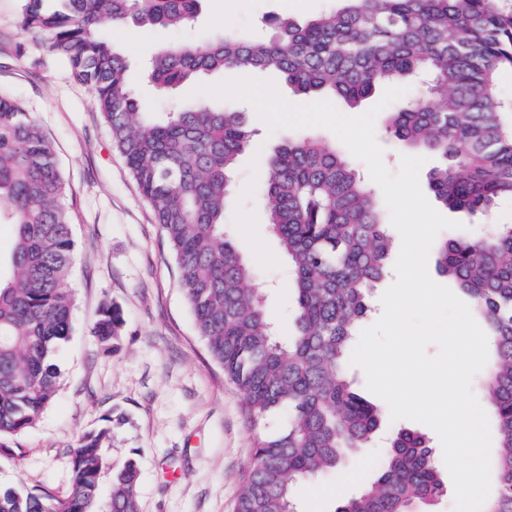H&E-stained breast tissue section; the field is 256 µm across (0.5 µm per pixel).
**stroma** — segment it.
<instances>
[{
    "label": "stroma",
    "instance_id": "35a3bbf8",
    "mask_svg": "<svg viewBox=\"0 0 512 512\" xmlns=\"http://www.w3.org/2000/svg\"><path fill=\"white\" fill-rule=\"evenodd\" d=\"M339 0H203L193 30L141 32L108 29L104 36L129 54L131 90L151 111L190 105L189 88L163 92L144 77L141 61L176 41L209 42L230 30L248 37L267 32L269 16L304 21L337 7ZM22 0H0V88L18 98L51 143L68 185L75 261L69 276L74 294L72 330L55 363L59 387L36 424L13 438L18 455L0 453V487L66 494L71 451L77 439L113 416L112 444L99 481L108 501L112 475L129 459L139 464V512H234L250 467L256 429L243 399L209 356L179 287V272L154 209L141 194L92 91L74 81L40 40L21 32ZM229 111H244L253 132L241 154L236 182L242 185L226 213L234 240L263 226L268 200L262 171L288 129L270 130L253 106L228 99ZM251 263L279 340L293 333L288 263L277 240L265 235ZM123 319L111 350L91 336L104 305ZM404 427L428 435L439 473L443 451L430 427L411 420H384L375 439L357 449L340 471L321 479L330 490L322 512H335L344 496L368 486L376 475L385 439ZM354 482H345L346 474Z\"/></svg>",
    "mask_w": 512,
    "mask_h": 512
}]
</instances>
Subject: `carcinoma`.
<instances>
[{
    "label": "carcinoma",
    "mask_w": 512,
    "mask_h": 512,
    "mask_svg": "<svg viewBox=\"0 0 512 512\" xmlns=\"http://www.w3.org/2000/svg\"><path fill=\"white\" fill-rule=\"evenodd\" d=\"M201 0H23L19 21L72 77L90 87L141 193L154 208L180 269L198 335L235 384L246 413L262 424L235 512H297L293 488L336 470L383 419L356 393L346 364L368 298L387 274L395 242L376 194L336 147L306 133L270 154L262 191L268 229L288 258L295 332L282 343L267 317L255 271L224 230L239 155L252 140L244 113L206 98L156 120L127 83L128 56L107 28L182 29ZM305 22L273 16L272 34L229 32L206 44L162 47L146 76L161 91L203 76L272 71L312 101L352 105L383 84L427 78L386 112L385 127L408 152L439 157L428 184L449 209L482 215L512 200V126L501 116L498 75L512 71V9L500 0H345ZM67 189L53 149L23 103L0 91V224L14 226L0 274V452L55 396L54 354L71 331L74 262ZM437 268L467 296L487 337L481 378L495 437L494 484L484 512H512V224L436 246ZM118 307L92 327L109 347ZM83 434L71 458L70 488L22 493L0 488V512H138V465L112 477L98 498L112 417ZM430 440L395 431L372 485L336 512H421L447 495Z\"/></svg>",
    "instance_id": "cac0c4a2"
}]
</instances>
